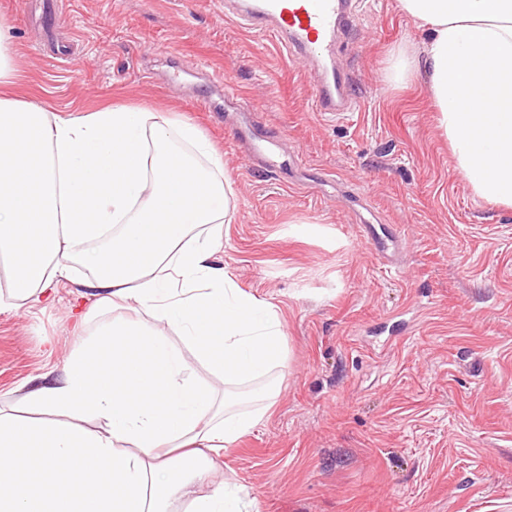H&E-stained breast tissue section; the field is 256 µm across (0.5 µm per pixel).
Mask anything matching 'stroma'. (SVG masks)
Wrapping results in <instances>:
<instances>
[{"label": "stroma", "mask_w": 512, "mask_h": 512, "mask_svg": "<svg viewBox=\"0 0 512 512\" xmlns=\"http://www.w3.org/2000/svg\"><path fill=\"white\" fill-rule=\"evenodd\" d=\"M0 0L20 100L51 111L124 104L193 120L222 153L237 214L224 262L279 309L282 393L224 449L225 477L258 512H512V208L475 199L456 171L422 68L424 37L395 0H364L340 59L359 105L312 109L305 67L225 15L224 0ZM239 95L231 112L213 74ZM275 132L302 164L269 174L225 118ZM398 238L377 263L358 218ZM75 268L49 298L0 314V408L62 367L94 325Z\"/></svg>", "instance_id": "obj_1"}]
</instances>
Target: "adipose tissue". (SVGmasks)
I'll use <instances>...</instances> for the list:
<instances>
[{
  "mask_svg": "<svg viewBox=\"0 0 512 512\" xmlns=\"http://www.w3.org/2000/svg\"><path fill=\"white\" fill-rule=\"evenodd\" d=\"M396 7L427 32L396 78L423 61L468 191L512 207V0ZM14 44L0 18V313L78 264L114 316L19 386L34 417L0 409V512H255L215 458L276 404L284 332L222 261L236 205L217 150L186 118L17 99Z\"/></svg>",
  "mask_w": 512,
  "mask_h": 512,
  "instance_id": "obj_1",
  "label": "adipose tissue"
}]
</instances>
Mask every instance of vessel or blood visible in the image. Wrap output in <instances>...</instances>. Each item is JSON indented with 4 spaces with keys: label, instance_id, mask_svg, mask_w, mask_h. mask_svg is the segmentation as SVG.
Returning <instances> with one entry per match:
<instances>
[{
    "label": "vessel or blood",
    "instance_id": "vessel-or-blood-1",
    "mask_svg": "<svg viewBox=\"0 0 512 512\" xmlns=\"http://www.w3.org/2000/svg\"><path fill=\"white\" fill-rule=\"evenodd\" d=\"M229 12L249 32L271 39L289 59L309 63L316 111H350L351 78L336 57L362 15V0H230Z\"/></svg>",
    "mask_w": 512,
    "mask_h": 512
}]
</instances>
